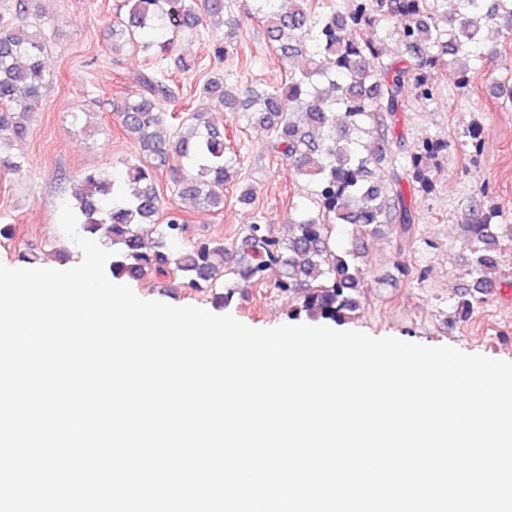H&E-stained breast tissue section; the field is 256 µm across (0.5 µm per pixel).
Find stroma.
<instances>
[{"label":"stroma","mask_w":512,"mask_h":512,"mask_svg":"<svg viewBox=\"0 0 512 512\" xmlns=\"http://www.w3.org/2000/svg\"><path fill=\"white\" fill-rule=\"evenodd\" d=\"M124 0H34L48 41L45 65L50 73L41 105L31 113L27 131L14 139L11 151L23 157L16 170L0 172V214L15 226L13 240L0 244V264L21 267L19 253L34 257V266H62L79 260L81 249L61 229L60 209L71 203L70 188L81 174L105 170L121 176L137 153L135 141L120 126L113 103L138 88V78L154 62L153 51L113 56L110 30L116 9ZM250 0H235L232 12L239 26L238 52L220 60L213 54L216 31H203L177 42L175 51L192 66L189 73H173L182 96L170 110L206 112L223 127L227 145L240 159L239 183L227 186L224 207L207 210L191 201L173 198L186 212L189 238L232 242L247 224L262 218L280 235L295 208L308 205L306 181L293 176L274 151L265 127L246 116L215 110L198 88L215 71L229 81L265 88L285 79L283 65L261 20L248 13ZM484 63L466 89L443 80L435 99L411 105L399 129L408 141L437 134L448 149L434 172L430 193L415 192L411 202L417 217V236L410 245L411 273L397 267L395 233L381 226L366 241L359 264L366 286L360 309L346 322L349 330L373 337L392 336L430 346L449 345L469 354L512 361V239L502 238L499 268L485 303L462 315L457 305L468 296L469 252L463 244L469 223L470 201L481 184L489 186V200L512 225V43L499 30L486 32L476 48ZM481 130V149L472 151L471 127ZM255 186L253 206L237 201L241 187ZM128 286L144 300L174 306H197L219 315L229 314L259 329L287 324L288 307L297 300L263 286L239 289L225 306L209 296L181 288L164 278L128 279Z\"/></svg>","instance_id":"35a3bbf8"}]
</instances>
